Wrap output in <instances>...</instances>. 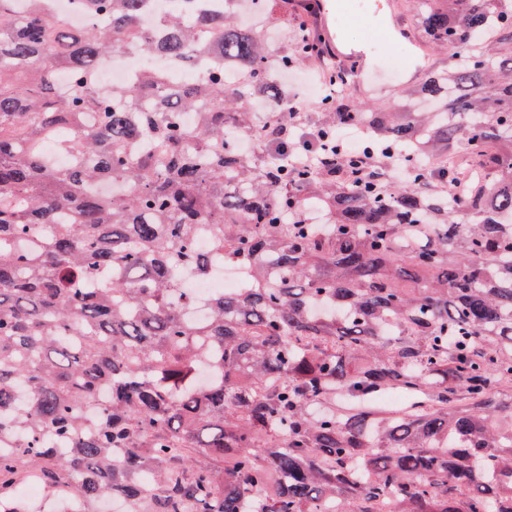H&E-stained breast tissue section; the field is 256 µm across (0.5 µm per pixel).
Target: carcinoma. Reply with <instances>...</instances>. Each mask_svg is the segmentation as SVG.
Returning a JSON list of instances; mask_svg holds the SVG:
<instances>
[{"label": "carcinoma", "instance_id": "cac0c4a2", "mask_svg": "<svg viewBox=\"0 0 512 512\" xmlns=\"http://www.w3.org/2000/svg\"><path fill=\"white\" fill-rule=\"evenodd\" d=\"M16 2L0 0V512L33 478L132 512H512V0H415L456 68L391 112L321 107L327 131L369 130L380 174L347 156L345 176L269 148L304 122L278 73L315 33L273 52L199 11L159 17L155 42L148 0H70L98 19L78 30L56 0ZM283 2L263 16L286 28ZM128 44L212 74L156 65L99 93ZM259 97L288 135L244 153L229 130ZM200 224L249 274L193 323L171 296L178 271L205 272Z\"/></svg>", "mask_w": 512, "mask_h": 512}]
</instances>
